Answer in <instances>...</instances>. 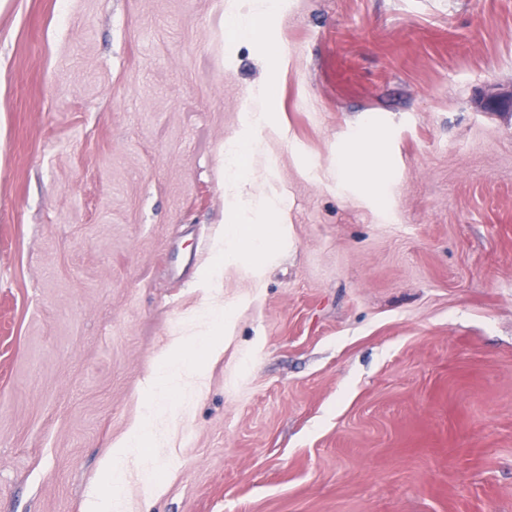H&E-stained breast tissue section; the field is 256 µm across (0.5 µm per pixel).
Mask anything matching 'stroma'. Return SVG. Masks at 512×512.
<instances>
[{
    "label": "stroma",
    "mask_w": 512,
    "mask_h": 512,
    "mask_svg": "<svg viewBox=\"0 0 512 512\" xmlns=\"http://www.w3.org/2000/svg\"><path fill=\"white\" fill-rule=\"evenodd\" d=\"M248 5L0 0V512H84L207 303L223 353L124 512H512V0H295L243 37ZM234 139L277 158L238 193ZM270 190L282 250L203 294ZM347 166L362 177L371 179L378 169L379 157L375 150L354 153L349 157Z\"/></svg>",
    "instance_id": "stroma-1"
}]
</instances>
